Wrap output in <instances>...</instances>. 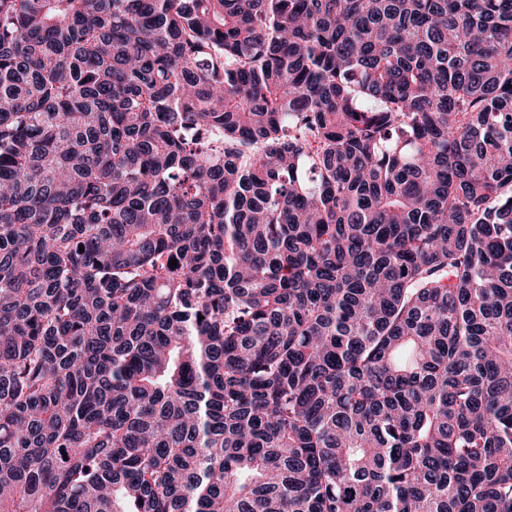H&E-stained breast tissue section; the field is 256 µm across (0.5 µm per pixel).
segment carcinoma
I'll return each mask as SVG.
<instances>
[{
    "instance_id": "carcinoma-1",
    "label": "carcinoma",
    "mask_w": 512,
    "mask_h": 512,
    "mask_svg": "<svg viewBox=\"0 0 512 512\" xmlns=\"http://www.w3.org/2000/svg\"><path fill=\"white\" fill-rule=\"evenodd\" d=\"M0 512H512V0H0Z\"/></svg>"
}]
</instances>
